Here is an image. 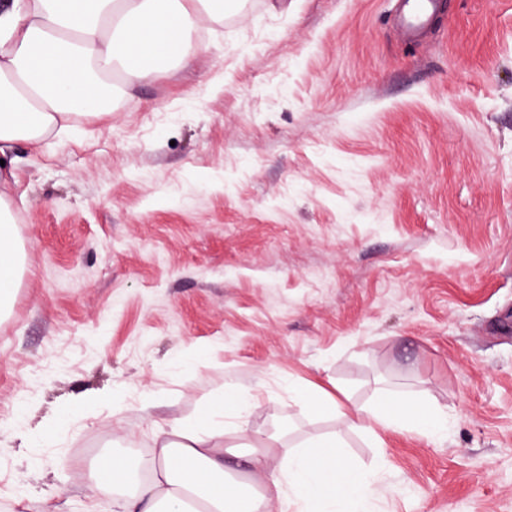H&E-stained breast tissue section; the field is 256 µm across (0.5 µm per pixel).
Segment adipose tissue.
<instances>
[{
  "label": "adipose tissue",
  "mask_w": 512,
  "mask_h": 512,
  "mask_svg": "<svg viewBox=\"0 0 512 512\" xmlns=\"http://www.w3.org/2000/svg\"><path fill=\"white\" fill-rule=\"evenodd\" d=\"M224 0H5L0 5V156L20 141L39 143L68 132L77 115L107 113L111 99L164 62L190 65L194 32L223 14ZM21 246L0 195V315L15 297ZM249 394L225 387L204 415L157 428L149 475L137 480L121 463L99 464L93 485L117 498L120 512H360L375 489L349 462L338 435H316L277 463L251 449L255 482L241 490L224 467L232 429L249 412ZM349 422L370 430L415 428L442 435L448 420L422 403L385 392L368 409L349 408Z\"/></svg>",
  "instance_id": "adipose-tissue-1"
}]
</instances>
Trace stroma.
Instances as JSON below:
<instances>
[{
	"instance_id": "stroma-1",
	"label": "stroma",
	"mask_w": 512,
	"mask_h": 512,
	"mask_svg": "<svg viewBox=\"0 0 512 512\" xmlns=\"http://www.w3.org/2000/svg\"><path fill=\"white\" fill-rule=\"evenodd\" d=\"M392 0H226L174 64L40 144L7 195L25 263L0 320V491L113 512L91 465L235 384L245 441L339 433L366 512H512V0L418 45ZM434 439L313 414L379 390Z\"/></svg>"
}]
</instances>
